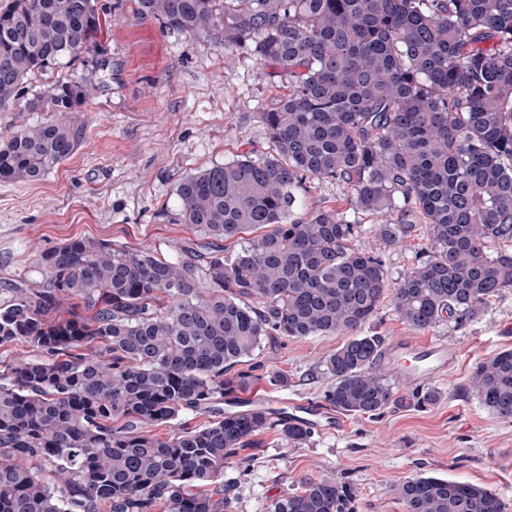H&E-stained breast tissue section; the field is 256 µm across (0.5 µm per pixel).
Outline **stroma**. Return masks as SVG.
<instances>
[{
	"instance_id": "obj_1",
	"label": "stroma",
	"mask_w": 512,
	"mask_h": 512,
	"mask_svg": "<svg viewBox=\"0 0 512 512\" xmlns=\"http://www.w3.org/2000/svg\"><path fill=\"white\" fill-rule=\"evenodd\" d=\"M97 36L110 62L94 92L80 148L44 179L0 182V300L12 284L38 282L39 251L86 237L142 247L175 257V245L195 242L180 222L178 183L197 170L242 152H265L269 141L258 114L281 96L283 83L247 52L225 47L214 33L187 35L141 13L137 0H106ZM86 55L60 59L33 76L26 98L46 95L59 75L98 71ZM384 340H439L457 353L444 375L430 379L441 393L415 406L416 385L399 382V403L382 414L349 415L340 431H313L293 448L275 432L257 436L252 462L227 468L232 512H266L305 478L331 477L352 487L355 512H405L394 485L425 474L494 491L512 512V419L486 409L470 390L475 365L512 349V288L466 324L447 319L427 331L407 327L383 302L367 327ZM339 336L266 338L238 372L251 385L246 401L267 395L322 400L331 379L325 359Z\"/></svg>"
}]
</instances>
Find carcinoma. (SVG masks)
Instances as JSON below:
<instances>
[{
  "label": "carcinoma",
  "mask_w": 512,
  "mask_h": 512,
  "mask_svg": "<svg viewBox=\"0 0 512 512\" xmlns=\"http://www.w3.org/2000/svg\"><path fill=\"white\" fill-rule=\"evenodd\" d=\"M186 34L222 30L287 84L259 113L269 134L184 177L181 221L200 246L167 259L79 237L42 250L39 285L0 302V512H229L224 469L274 430L299 448L311 430L261 408L184 427L250 387L233 368L265 336L342 335L324 401L346 415L397 400L365 327L388 300L411 329L465 323L512 288V0H138ZM101 0H9L0 8V112L62 57L97 51ZM89 77L60 76L32 110L52 119L0 136V181L37 182L83 143ZM347 209L305 210L314 181ZM373 218L376 246L356 241ZM429 245L392 281L383 251L416 224ZM253 234L240 249L221 246ZM470 388L512 419V349L479 362ZM171 424L161 437L151 429ZM47 466L39 478L32 463ZM405 512H504L468 482L418 475L395 487ZM269 512H354L353 493L306 479Z\"/></svg>",
  "instance_id": "cac0c4a2"
}]
</instances>
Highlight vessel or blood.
I'll use <instances>...</instances> for the list:
<instances>
[{"instance_id": "1", "label": "vessel or blood", "mask_w": 512, "mask_h": 512, "mask_svg": "<svg viewBox=\"0 0 512 512\" xmlns=\"http://www.w3.org/2000/svg\"><path fill=\"white\" fill-rule=\"evenodd\" d=\"M454 349L440 341H399L386 353V360L401 379H431L453 364ZM285 418L301 422L311 429L341 430L343 419L321 403L307 399H280L274 402Z\"/></svg>"}]
</instances>
